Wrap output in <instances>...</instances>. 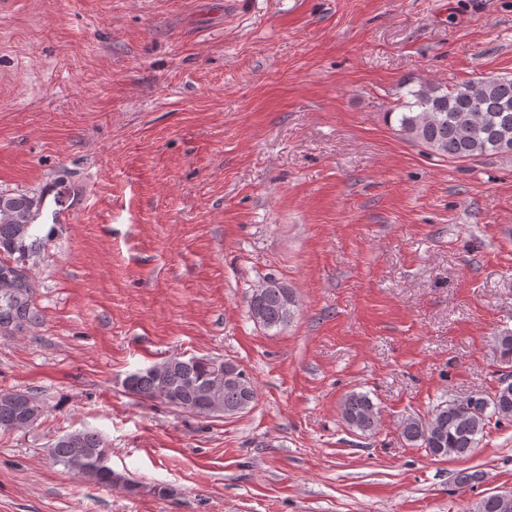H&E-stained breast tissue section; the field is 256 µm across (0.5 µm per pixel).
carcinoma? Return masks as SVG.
Returning a JSON list of instances; mask_svg holds the SVG:
<instances>
[{"mask_svg": "<svg viewBox=\"0 0 512 512\" xmlns=\"http://www.w3.org/2000/svg\"><path fill=\"white\" fill-rule=\"evenodd\" d=\"M396 117L397 132L450 160L512 153V77L488 76L448 86L424 84L407 88ZM46 194L0 189V336L24 335L39 322L36 283L29 261L49 241L53 230L39 235ZM297 300L288 286L265 278L252 291L249 315L267 328L291 321ZM503 362H512V333L495 337ZM126 390L141 399L207 416H234L257 399L251 377L228 360L185 359L170 356L129 375ZM45 413L43 402L29 391L0 390V432L24 431ZM340 414L348 427L363 434L377 427V408L364 392L347 394ZM512 420V383L493 393L444 400L424 417L401 422V437L434 457H467L482 440L491 422ZM48 455L81 477L105 485L119 484L128 491L139 483L109 466L110 452L103 439L88 430L65 433L48 445ZM476 512H512L511 493H489Z\"/></svg>", "mask_w": 512, "mask_h": 512, "instance_id": "obj_1", "label": "carcinoma"}]
</instances>
